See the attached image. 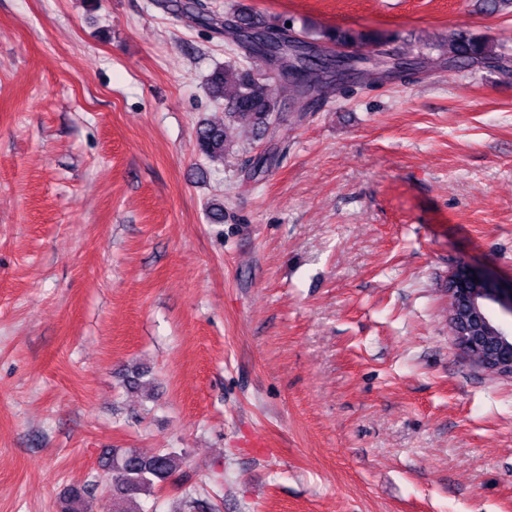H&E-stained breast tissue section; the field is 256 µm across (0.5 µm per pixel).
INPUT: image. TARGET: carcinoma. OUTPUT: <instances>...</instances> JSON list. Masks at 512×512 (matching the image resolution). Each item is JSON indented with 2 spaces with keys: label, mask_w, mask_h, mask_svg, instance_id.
Instances as JSON below:
<instances>
[{
  "label": "carcinoma",
  "mask_w": 512,
  "mask_h": 512,
  "mask_svg": "<svg viewBox=\"0 0 512 512\" xmlns=\"http://www.w3.org/2000/svg\"><path fill=\"white\" fill-rule=\"evenodd\" d=\"M166 9L186 18L198 26L212 28L224 34V41L234 52L230 53L224 65L216 67L206 79V87L211 97L224 101V119L203 121L194 130V151L206 159H222L233 148L232 129L246 123L254 136H259L271 124L284 121L292 124L302 121L317 103L314 99V84L323 80L341 81L359 73L353 67L344 75L329 73L310 81L305 74L314 69L316 63L298 52V48L325 50V44L342 46L374 45L371 51L379 58L384 52L378 49L380 39L363 34L342 31H329L320 37H312L305 31H296L292 26H263L248 7L234 6L224 15L218 16L207 10L201 0H166ZM289 30L293 39L279 43L274 50L283 58H290L298 75L286 79L294 88V112L281 111L278 97L265 90L253 72V62L261 61L242 42L245 30L256 34H266L279 30ZM446 50L448 64L469 66L487 60H499L502 55L496 52V45L483 38L468 35L462 31L448 33V39L441 45ZM147 372L134 369L125 376L126 388L137 391L149 384L145 380ZM185 464V456L172 449L163 448L152 455H143L133 448H113L99 461L101 484L106 493L112 496V512H140L139 500L151 496L165 484ZM90 485L71 486L65 492L61 512H81L92 495Z\"/></svg>",
  "instance_id": "carcinoma-1"
}]
</instances>
